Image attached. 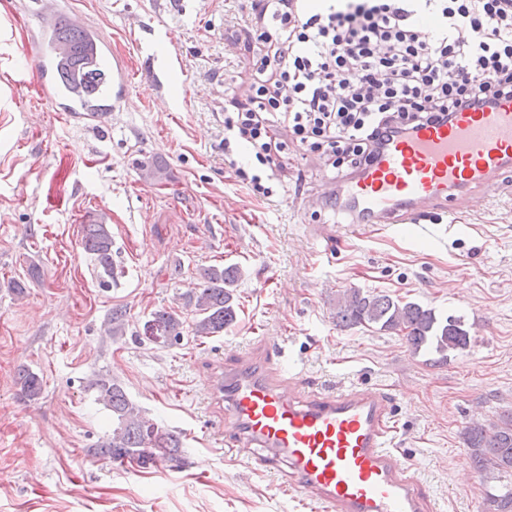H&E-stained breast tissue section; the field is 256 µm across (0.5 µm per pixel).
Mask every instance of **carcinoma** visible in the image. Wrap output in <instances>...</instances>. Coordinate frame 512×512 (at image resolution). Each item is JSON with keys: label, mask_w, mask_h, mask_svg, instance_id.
Returning a JSON list of instances; mask_svg holds the SVG:
<instances>
[{"label": "carcinoma", "mask_w": 512, "mask_h": 512, "mask_svg": "<svg viewBox=\"0 0 512 512\" xmlns=\"http://www.w3.org/2000/svg\"><path fill=\"white\" fill-rule=\"evenodd\" d=\"M54 36L72 47L65 59L63 78L77 88L97 87L106 80L99 64L82 70V84L74 81V73L82 61L81 50L90 36L71 28L64 19L56 21ZM82 246L98 268L102 283L114 279L112 234L108 225L90 221L82 225ZM237 265H210L200 270L199 286L182 295L183 308L193 312L191 331L194 337L215 336L235 323L239 303L234 293L235 283L241 278ZM336 325L375 327L386 333H401L415 353L433 356L431 363L448 361V352L463 350L470 343L469 333L461 318L443 316L433 308L416 302H403L389 294L364 292L351 288L336 298L334 313ZM145 338L155 344L173 345L182 339L183 321L175 309L151 312L144 325ZM21 391L31 400L42 392L39 377L29 371L18 373ZM98 400L112 412V434L101 438L89 452L99 458L125 461L138 458L140 467L152 468L160 459L180 461L182 442L178 435L145 419L142 410L127 396L114 379L100 377L93 383ZM467 448L472 464L478 470L493 468L512 474V412L488 425L472 423L465 427Z\"/></svg>", "instance_id": "1"}]
</instances>
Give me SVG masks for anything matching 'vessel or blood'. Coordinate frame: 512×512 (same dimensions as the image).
<instances>
[{"label":"vessel or blood","instance_id":"1","mask_svg":"<svg viewBox=\"0 0 512 512\" xmlns=\"http://www.w3.org/2000/svg\"><path fill=\"white\" fill-rule=\"evenodd\" d=\"M67 120L89 129L104 113L61 103ZM512 168V99L454 113L394 138L379 160L335 188L354 224H418L458 194L493 187ZM287 342L261 344L224 361L211 394L227 412L224 447L253 471L286 476L320 512H436L392 433V393L313 390L281 379L270 364Z\"/></svg>","mask_w":512,"mask_h":512}]
</instances>
